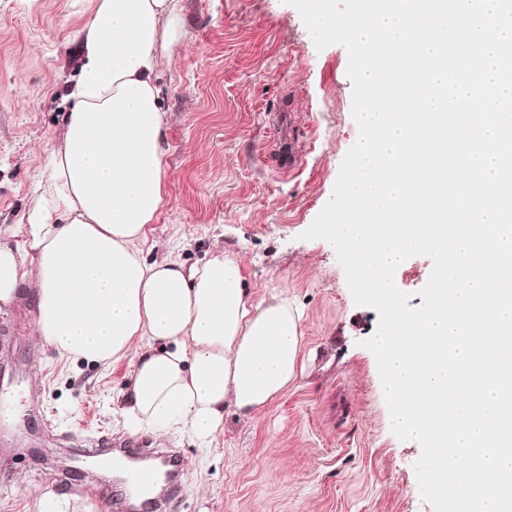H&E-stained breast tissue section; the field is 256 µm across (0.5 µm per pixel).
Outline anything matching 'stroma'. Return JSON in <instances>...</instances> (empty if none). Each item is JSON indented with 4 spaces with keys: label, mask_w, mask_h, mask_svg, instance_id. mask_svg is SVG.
I'll return each mask as SVG.
<instances>
[{
    "label": "stroma",
    "mask_w": 512,
    "mask_h": 512,
    "mask_svg": "<svg viewBox=\"0 0 512 512\" xmlns=\"http://www.w3.org/2000/svg\"><path fill=\"white\" fill-rule=\"evenodd\" d=\"M183 5L185 36L159 69L166 195L144 255L159 260L178 246L191 264L221 248L239 260L253 302L287 292L304 312L305 369L268 409L249 417L226 409L209 450L173 442L181 461L169 512H434L415 472L421 446L392 432L376 358L362 345L379 315L355 303L334 248L302 237L359 137L348 52L317 49L284 0ZM92 6L0 0V224L31 202ZM282 130L303 158L292 171L277 167ZM432 270L425 255L398 266L409 306L422 305ZM4 331L13 339L0 345V382L16 427L0 437V512H35L46 493L64 498L68 512H113L125 487L78 453L110 435L137 440L112 417L131 364L56 360L32 340L23 307L0 319Z\"/></svg>",
    "instance_id": "1"
}]
</instances>
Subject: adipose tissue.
Wrapping results in <instances>:
<instances>
[{
	"instance_id": "obj_1",
	"label": "adipose tissue",
	"mask_w": 512,
	"mask_h": 512,
	"mask_svg": "<svg viewBox=\"0 0 512 512\" xmlns=\"http://www.w3.org/2000/svg\"><path fill=\"white\" fill-rule=\"evenodd\" d=\"M183 35L181 0H94L35 198L0 224V317L29 295L33 336L58 360L131 362L116 396L125 428L207 448L226 408L252 414L296 380L302 315L283 294L253 304L227 254L143 255L165 193L157 69Z\"/></svg>"
}]
</instances>
